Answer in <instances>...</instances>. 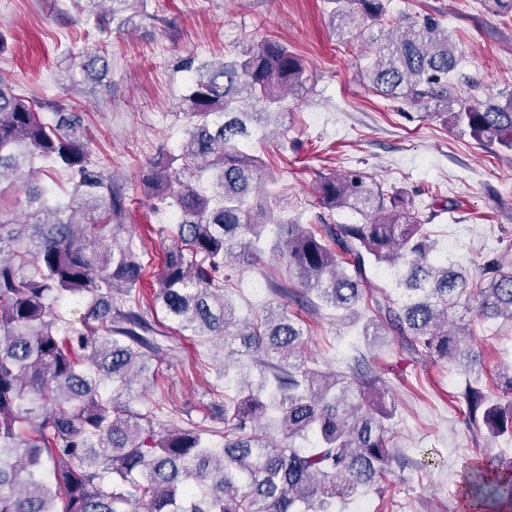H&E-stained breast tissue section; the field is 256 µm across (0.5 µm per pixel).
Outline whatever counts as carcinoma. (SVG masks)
<instances>
[{
	"mask_svg": "<svg viewBox=\"0 0 512 512\" xmlns=\"http://www.w3.org/2000/svg\"><path fill=\"white\" fill-rule=\"evenodd\" d=\"M336 16L377 21L386 0H332ZM461 57L441 20L414 15L373 52L372 91L411 105L478 143L512 152V91L471 105L454 82ZM182 167L149 164L146 197L176 222L155 301L182 331L217 337L251 357L259 381L224 399V444L212 431L159 425L122 401L148 362L169 354L165 334L136 305L146 264L120 242L127 196L82 141L75 110L58 118L0 80V182L38 159L75 178L68 200L28 183L22 221L0 213V512H333L336 499L385 478L393 458L380 374L360 363L324 372L303 357L305 331L286 310L237 320L224 271L270 253L288 271L276 291L302 306L366 317L363 336H397L417 356L476 362L473 323H512V264L487 256L473 272L436 254L419 212L359 171L323 177L320 224L274 221L262 187L275 182L247 144L301 86L304 61L272 35L232 61L189 58ZM352 209L362 224H337ZM276 233L262 246L269 224ZM383 268L388 285L374 283ZM84 305L81 327L61 336L55 304ZM502 395L476 380L456 397L465 420L490 438L512 436V367ZM274 409L277 431L257 424ZM462 497L470 512L512 500V472L487 457Z\"/></svg>",
	"mask_w": 512,
	"mask_h": 512,
	"instance_id": "carcinoma-1",
	"label": "carcinoma"
}]
</instances>
